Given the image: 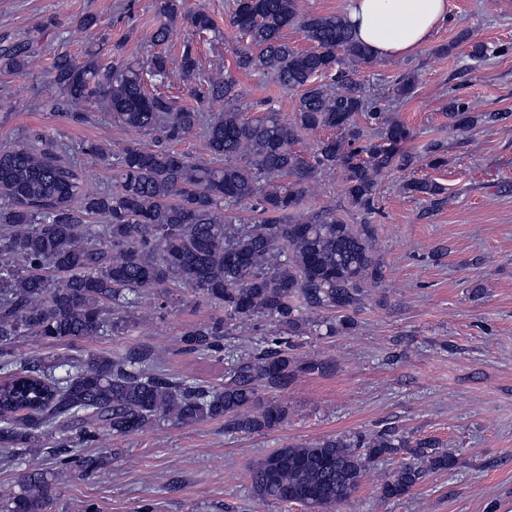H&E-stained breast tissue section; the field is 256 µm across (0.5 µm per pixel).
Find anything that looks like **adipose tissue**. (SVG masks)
Instances as JSON below:
<instances>
[{
	"instance_id": "obj_1",
	"label": "adipose tissue",
	"mask_w": 512,
	"mask_h": 512,
	"mask_svg": "<svg viewBox=\"0 0 512 512\" xmlns=\"http://www.w3.org/2000/svg\"><path fill=\"white\" fill-rule=\"evenodd\" d=\"M346 17L375 58L403 57L448 17V0H349Z\"/></svg>"
}]
</instances>
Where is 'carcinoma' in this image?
Listing matches in <instances>:
<instances>
[{
  "label": "carcinoma",
  "instance_id": "obj_1",
  "mask_svg": "<svg viewBox=\"0 0 512 512\" xmlns=\"http://www.w3.org/2000/svg\"><path fill=\"white\" fill-rule=\"evenodd\" d=\"M156 45L181 24L200 38L214 31L202 7L159 0ZM231 27L241 42L234 70L201 74L191 43L179 55L155 53L129 61L123 45L108 51L89 42L82 60L58 54L50 82L69 107L63 116L86 120L99 107L112 120L140 133L160 131L177 140L201 127L215 165L192 162L183 153L130 142L115 152L90 141L81 152L112 165L115 186L89 181L70 146L44 132L0 148V451L26 466L19 491L0 495V512H48L55 486L75 474L102 469L107 455L79 449L103 434L125 437L160 420L187 424L224 420L231 433L261 434L288 419V406L262 392H278L299 373H322L324 361L292 353L293 338L317 331L324 310L343 314L339 328L353 327L348 312L359 308L363 289L383 278L376 225L349 224L334 208L304 207L307 181L317 169L342 170L352 209L376 210L380 180L421 161L447 165L444 146L423 155L405 147L411 131L387 123L377 139L365 137L356 116L378 121L377 100L355 78L373 62L346 17L303 10L301 0H237ZM299 30L313 44L298 51L284 30ZM39 54L30 38H0V71L22 74ZM238 71L272 74L283 88L300 91L293 121L273 110L250 119ZM178 77L202 103L224 102L221 112L184 107L147 91L153 80ZM506 115H473L462 98L448 101L450 125L492 126ZM332 129L307 161L296 145L307 133ZM402 189L430 201L443 188L411 179ZM248 205V223L234 208ZM100 216L103 224H86ZM178 288L224 308L225 320L184 330L180 350L221 354L228 366L224 387L215 389L167 372L151 350L57 357L25 366L11 345L18 336L75 341L112 336L133 326L151 292ZM265 321L272 329L243 357L224 346L234 328ZM415 447L413 461L384 475L385 499L409 494L430 470L457 465L436 442L415 443L390 430L356 439L326 436L287 443L257 461L249 473L262 500L329 512L359 488L370 465L400 448ZM39 454L50 471L29 465Z\"/></svg>",
  "mask_w": 512,
  "mask_h": 512
}]
</instances>
